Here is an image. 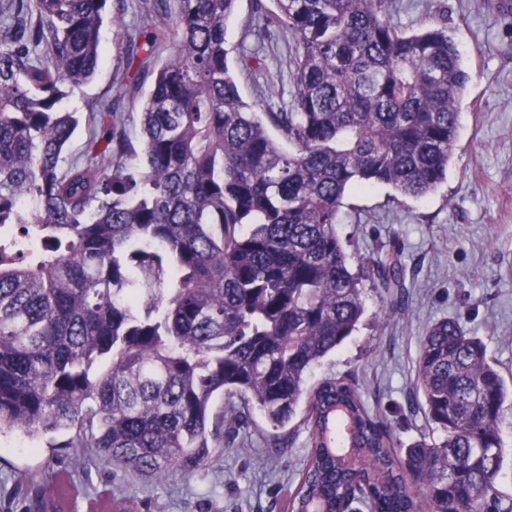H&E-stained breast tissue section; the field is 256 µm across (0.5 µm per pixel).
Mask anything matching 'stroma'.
Returning a JSON list of instances; mask_svg holds the SVG:
<instances>
[{"label":"stroma","instance_id":"stroma-1","mask_svg":"<svg viewBox=\"0 0 512 512\" xmlns=\"http://www.w3.org/2000/svg\"><path fill=\"white\" fill-rule=\"evenodd\" d=\"M392 20L419 30L446 17L469 81L460 102L457 150L448 179L433 194L404 198L378 185L346 194L339 230L368 257L395 249L404 270L403 297L369 293L358 331L315 369L314 379L351 377L369 408L408 446L435 440L415 404L419 340L428 326L457 320L484 343L512 384V0H398ZM228 66L244 101L265 111L292 91L295 43L265 37L254 0H239L227 23ZM122 40L104 24L96 75L76 88L65 108L99 104L121 64ZM259 411L224 438V453L204 477L173 474L164 481L129 476L104 458L72 448L23 447L20 435L0 439V512H24L22 475L62 484L77 512H288L309 430L301 419L280 429L283 451L270 445Z\"/></svg>","mask_w":512,"mask_h":512}]
</instances>
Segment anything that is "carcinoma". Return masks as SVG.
<instances>
[{
    "mask_svg": "<svg viewBox=\"0 0 512 512\" xmlns=\"http://www.w3.org/2000/svg\"><path fill=\"white\" fill-rule=\"evenodd\" d=\"M143 0L125 69L175 48L139 112L80 117L61 102L95 74L107 0H0V437L82 448L152 481L224 448L218 396L274 429L304 408L310 450L293 512H512L501 490L512 399L455 320L421 336L416 388L443 432L400 453L355 384L310 383L357 330L364 276L404 291L398 253L354 272L346 192L420 199L455 154L468 74L436 24L392 23L395 0H271L298 45L288 109L253 112L228 67L238 0ZM82 157L64 155L80 123ZM65 496L47 482L33 507Z\"/></svg>",
    "mask_w": 512,
    "mask_h": 512,
    "instance_id": "1",
    "label": "carcinoma"
}]
</instances>
